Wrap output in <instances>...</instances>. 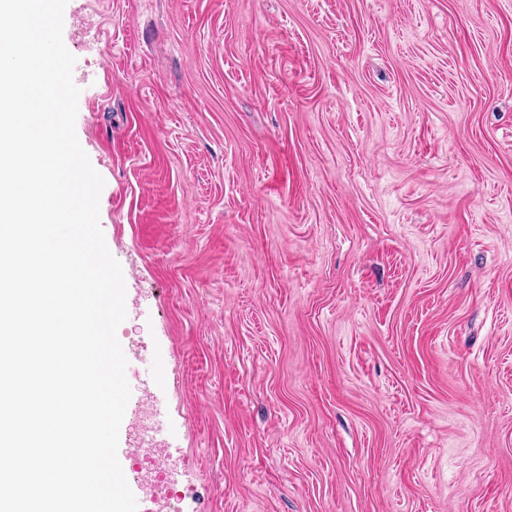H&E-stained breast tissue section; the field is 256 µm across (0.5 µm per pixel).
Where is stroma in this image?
Here are the masks:
<instances>
[{
  "instance_id": "1",
  "label": "stroma",
  "mask_w": 512,
  "mask_h": 512,
  "mask_svg": "<svg viewBox=\"0 0 512 512\" xmlns=\"http://www.w3.org/2000/svg\"><path fill=\"white\" fill-rule=\"evenodd\" d=\"M63 40L120 462L183 512H512V0H68ZM128 473L133 479H147L151 497L163 498L164 512H182L179 487L171 483L162 468L155 466L149 457L141 455L139 448L131 454Z\"/></svg>"
}]
</instances>
